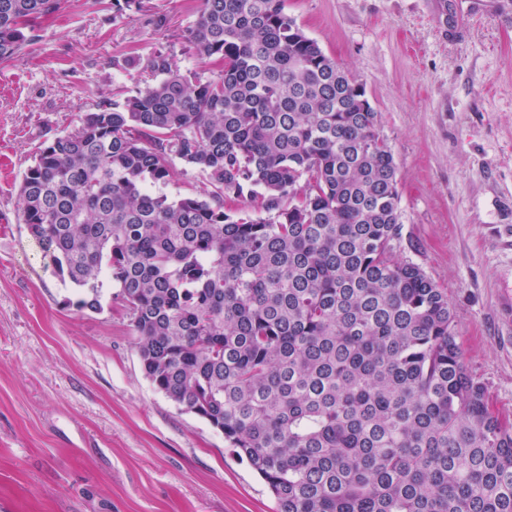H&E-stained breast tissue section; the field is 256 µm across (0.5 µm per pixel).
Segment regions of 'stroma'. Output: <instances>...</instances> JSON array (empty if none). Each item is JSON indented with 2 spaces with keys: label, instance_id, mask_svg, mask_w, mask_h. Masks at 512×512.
<instances>
[{
  "label": "stroma",
  "instance_id": "1",
  "mask_svg": "<svg viewBox=\"0 0 512 512\" xmlns=\"http://www.w3.org/2000/svg\"><path fill=\"white\" fill-rule=\"evenodd\" d=\"M470 2L286 8L363 84L397 167L394 253L447 288L464 365L512 418V24L501 0ZM196 5L63 0L0 60V512H277L223 433L145 377L115 287L101 311L78 309L18 219L38 147L139 84L113 57L162 49L181 72L207 71L181 38Z\"/></svg>",
  "mask_w": 512,
  "mask_h": 512
}]
</instances>
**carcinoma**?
I'll return each instance as SVG.
<instances>
[{
	"label": "carcinoma",
	"instance_id": "obj_1",
	"mask_svg": "<svg viewBox=\"0 0 512 512\" xmlns=\"http://www.w3.org/2000/svg\"><path fill=\"white\" fill-rule=\"evenodd\" d=\"M61 0H0V60ZM147 77L39 147L19 220L141 368L246 459L277 512H512V420L468 374L448 291L393 254L392 151L363 85L285 0H199ZM205 196L170 198L173 160ZM237 200L245 206L225 209Z\"/></svg>",
	"mask_w": 512,
	"mask_h": 512
}]
</instances>
